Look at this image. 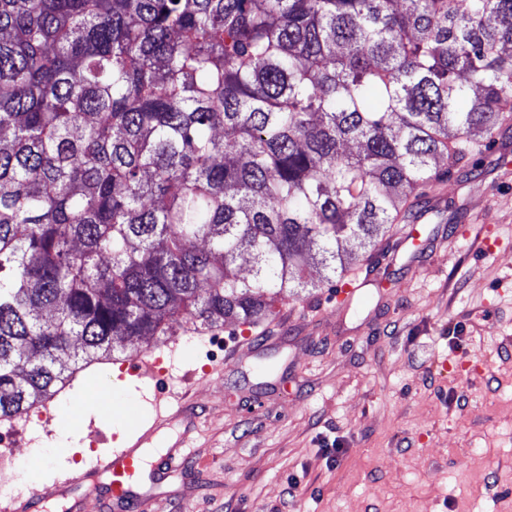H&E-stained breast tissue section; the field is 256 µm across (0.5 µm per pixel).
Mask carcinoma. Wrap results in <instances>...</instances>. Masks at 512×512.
Returning a JSON list of instances; mask_svg holds the SVG:
<instances>
[{
  "mask_svg": "<svg viewBox=\"0 0 512 512\" xmlns=\"http://www.w3.org/2000/svg\"><path fill=\"white\" fill-rule=\"evenodd\" d=\"M511 121L512 0H0V417L333 285Z\"/></svg>",
  "mask_w": 512,
  "mask_h": 512,
  "instance_id": "cac0c4a2",
  "label": "carcinoma"
}]
</instances>
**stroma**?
<instances>
[{"mask_svg": "<svg viewBox=\"0 0 512 512\" xmlns=\"http://www.w3.org/2000/svg\"><path fill=\"white\" fill-rule=\"evenodd\" d=\"M416 228L347 274L373 281L354 306L312 262L263 324L114 351L47 419L0 420L16 491L83 470L128 410L188 387L192 407L148 443L186 438L185 460L134 484L149 512H512V130L424 189ZM141 354L158 385L128 374Z\"/></svg>", "mask_w": 512, "mask_h": 512, "instance_id": "35a3bbf8", "label": "stroma"}]
</instances>
